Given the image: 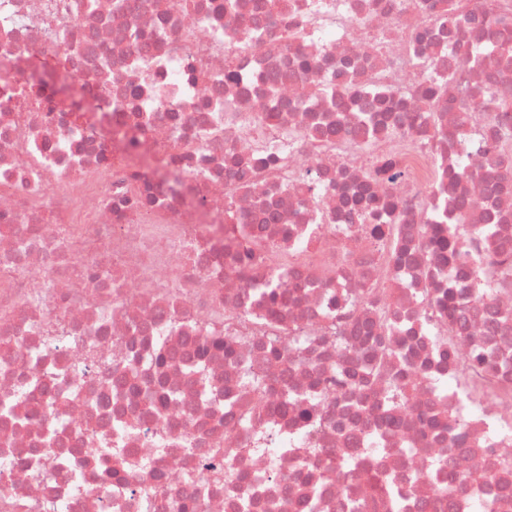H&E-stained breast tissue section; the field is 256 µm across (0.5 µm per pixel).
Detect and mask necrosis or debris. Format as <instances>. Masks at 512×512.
I'll return each mask as SVG.
<instances>
[{"label":"necrosis or debris","instance_id":"1","mask_svg":"<svg viewBox=\"0 0 512 512\" xmlns=\"http://www.w3.org/2000/svg\"><path fill=\"white\" fill-rule=\"evenodd\" d=\"M504 13L512 0H0V512H352L370 496L352 467L366 453L393 481L373 512H464L475 496L512 512V477L442 492L512 462V289L458 311L454 346L437 344L448 318L435 301L469 287L472 241L391 264L379 238L417 239L428 212L444 236L460 212L512 267ZM421 55L457 65L447 97H431ZM56 61L102 125L140 127L141 153L181 186L51 96L29 98L28 69ZM367 83L385 95L364 97ZM476 103L478 133L460 143ZM388 155L399 177L368 178ZM193 194L213 215L234 202L265 244L249 276ZM374 200L393 206L378 228L358 219ZM298 335L297 355L263 344ZM478 346L507 361L483 396L451 383ZM363 354L385 357L386 374L365 377ZM245 366L262 389L240 386ZM400 371L412 400L389 411ZM315 383L319 400L298 399ZM460 423L458 447L447 430ZM214 451L218 483L202 464Z\"/></svg>","mask_w":512,"mask_h":512}]
</instances>
